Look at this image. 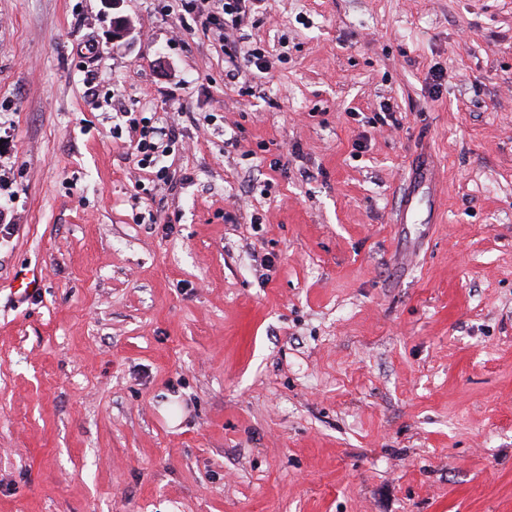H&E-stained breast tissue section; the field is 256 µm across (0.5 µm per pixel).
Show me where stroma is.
<instances>
[{
  "label": "stroma",
  "mask_w": 512,
  "mask_h": 512,
  "mask_svg": "<svg viewBox=\"0 0 512 512\" xmlns=\"http://www.w3.org/2000/svg\"><path fill=\"white\" fill-rule=\"evenodd\" d=\"M207 9L0 0V512H512V0ZM218 2H222L221 11L224 21L217 19L214 15L210 16L209 21L216 26L218 37L224 40V55L231 68L226 75L234 78L233 71H239L241 67L238 62V46L245 42L244 39H248L246 38L248 34H244L243 31L250 22L254 2L253 0H218ZM151 120L152 117H143L138 122L134 118L130 127L131 131L135 132L137 137L139 136L134 146L136 151L134 154L135 158H139L137 164L141 167L157 166L164 157L169 155L170 148L178 140L174 129L149 126ZM140 123L144 124L140 127Z\"/></svg>",
  "instance_id": "1"
}]
</instances>
